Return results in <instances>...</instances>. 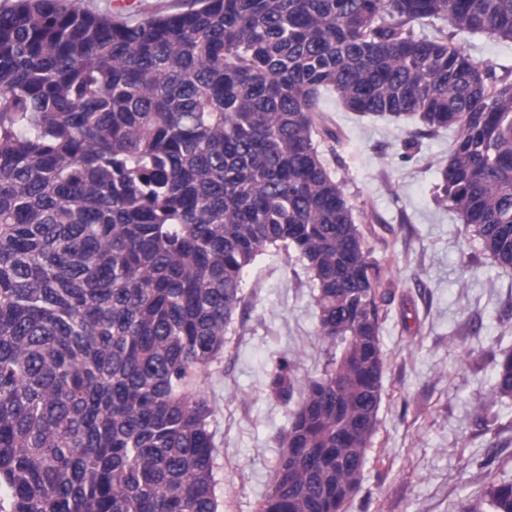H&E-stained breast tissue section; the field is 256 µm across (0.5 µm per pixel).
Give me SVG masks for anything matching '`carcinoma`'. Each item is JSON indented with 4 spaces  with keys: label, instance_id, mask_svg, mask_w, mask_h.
Returning a JSON list of instances; mask_svg holds the SVG:
<instances>
[{
    "label": "carcinoma",
    "instance_id": "carcinoma-1",
    "mask_svg": "<svg viewBox=\"0 0 512 512\" xmlns=\"http://www.w3.org/2000/svg\"><path fill=\"white\" fill-rule=\"evenodd\" d=\"M512 42V0H184L132 23L0 9V512H219L208 401L242 274L291 246L334 353L307 378L259 512H340L383 395L392 293L313 134L352 112L456 126L441 200L512 268V80L444 30ZM281 358L270 392L293 394ZM512 397V352L488 400ZM458 512H512L490 481Z\"/></svg>",
    "mask_w": 512,
    "mask_h": 512
}]
</instances>
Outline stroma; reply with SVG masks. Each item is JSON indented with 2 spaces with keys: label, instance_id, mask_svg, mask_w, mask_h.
<instances>
[{
  "label": "stroma",
  "instance_id": "stroma-1",
  "mask_svg": "<svg viewBox=\"0 0 512 512\" xmlns=\"http://www.w3.org/2000/svg\"><path fill=\"white\" fill-rule=\"evenodd\" d=\"M464 54L512 73V43L458 36ZM337 139L318 138L320 157L348 202L372 216L362 230L387 258L393 293L381 325L384 392L363 480L347 512H458L487 481H512V397L496 399L494 424L476 420L502 353L512 351V269L498 266L451 205L437 202L438 168L457 128L426 131L322 102ZM315 283L298 254L265 248L246 269L243 308L224 354L198 375L209 403L220 512H257L273 479L295 401L268 390L279 358L297 382L320 371L330 347L318 336ZM497 462H481L489 452Z\"/></svg>",
  "mask_w": 512,
  "mask_h": 512
}]
</instances>
